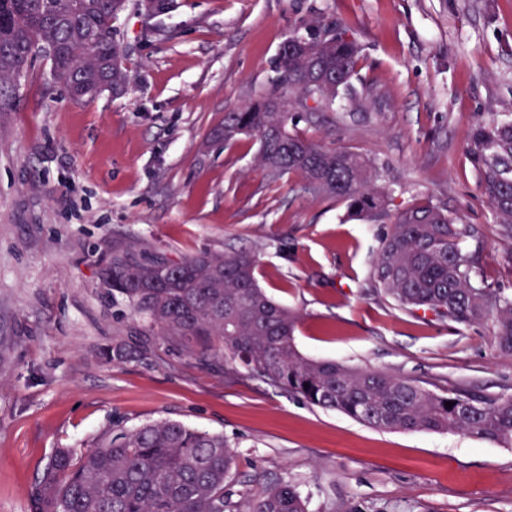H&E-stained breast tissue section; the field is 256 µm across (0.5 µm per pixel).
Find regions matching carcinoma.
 <instances>
[{"label": "carcinoma", "mask_w": 512, "mask_h": 512, "mask_svg": "<svg viewBox=\"0 0 512 512\" xmlns=\"http://www.w3.org/2000/svg\"><path fill=\"white\" fill-rule=\"evenodd\" d=\"M128 7L129 0H0V86L20 82L39 48L48 47L51 77L73 101L94 99L103 76L114 93L125 92L129 75L117 62L122 48L113 23ZM334 29L332 38L310 35L309 54L286 44L279 53L276 82L301 94V111L327 107L342 91L355 94L360 48ZM296 126L287 100L272 93L224 113L221 134L228 144L256 135L259 162L271 178L297 174L308 189L343 201L350 216L391 222L373 262L377 292L400 308L458 324L489 321L498 348L512 353V294L482 279L461 249L459 240L472 229L431 203L392 210L371 161L315 142ZM466 154L499 235L512 241V120L475 125ZM257 267L249 251L172 262L115 250L102 278L148 331L204 361H226L230 378H257L375 429L454 432L512 446V396L439 394L385 369L302 355L294 338L298 314L266 295ZM235 460L223 435L177 420L109 429L78 457L68 448L55 451L32 485L30 512H307L298 487L284 481L257 495L228 497L224 484Z\"/></svg>", "instance_id": "1"}]
</instances>
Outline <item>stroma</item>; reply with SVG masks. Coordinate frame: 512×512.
I'll use <instances>...</instances> for the list:
<instances>
[{
  "label": "stroma",
  "mask_w": 512,
  "mask_h": 512,
  "mask_svg": "<svg viewBox=\"0 0 512 512\" xmlns=\"http://www.w3.org/2000/svg\"><path fill=\"white\" fill-rule=\"evenodd\" d=\"M339 24L362 47L353 83L301 120L310 139L358 152L401 209L428 202L472 227L482 278L512 293L500 238L464 146L478 118H512V0H173L115 22L130 76L77 103L42 56L0 112V512H29L57 448L108 428L173 419L224 434L240 496L298 484L308 512H512V447L456 433L369 428L260 380H228L149 335L102 281L116 246L170 260L257 254L268 296L296 311L311 358L394 371L445 393L512 395V354L491 323L403 310L371 276L384 224L273 181L259 141L215 138L225 113L274 90L292 33ZM138 349L117 362L112 348Z\"/></svg>",
  "instance_id": "35a3bbf8"
}]
</instances>
